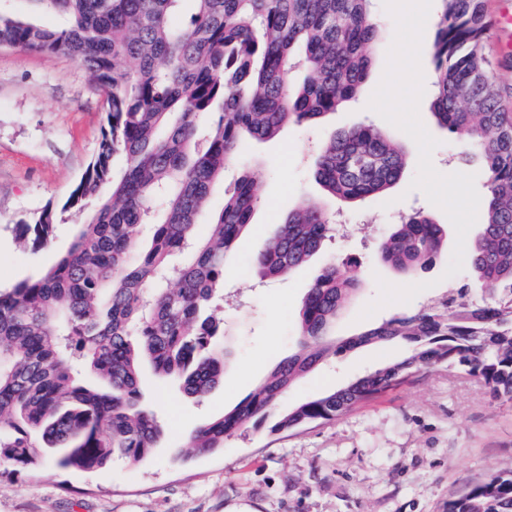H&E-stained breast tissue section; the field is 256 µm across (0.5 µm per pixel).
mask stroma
Here are the masks:
<instances>
[{
  "label": "stroma",
  "mask_w": 512,
  "mask_h": 512,
  "mask_svg": "<svg viewBox=\"0 0 512 512\" xmlns=\"http://www.w3.org/2000/svg\"><path fill=\"white\" fill-rule=\"evenodd\" d=\"M490 22L487 46L499 61L498 84L512 113V0H484ZM379 37L368 48L372 64L364 91L319 125L288 126L275 139L247 142L235 167L262 174L261 202L233 250L224 286V342L230 356L223 381L204 398L144 371L143 404L163 426L156 448L139 464L114 458L94 471L43 466L13 472L0 465V512H446L450 497L512 471V402L491 401L475 381L438 366L365 407L291 433L241 427L213 454L185 456L184 440L255 391L299 341V313L307 288L328 261L357 259L363 283L332 335L353 336L396 314L436 304L448 289L442 258L416 277L383 264L377 243L399 216L421 209L438 223L446 214L411 189L419 151L415 142L367 107L379 84L395 23L374 0ZM419 105L422 122L439 141L432 153L444 174L485 177L477 158L458 161L460 146ZM105 123L104 94L89 73L61 53L0 47V288L37 277L65 251L76 232L74 216L58 224L46 244L25 235L24 224L50 200L65 201L94 159ZM371 125L389 132L408 154V166L386 199L341 205L314 178L316 149L331 132ZM304 199L340 214L342 228L311 263L279 280H260L253 256L272 238L288 210ZM416 281L427 290L407 303L359 313L378 296V279ZM404 343L361 347L330 357L303 377L283 406L340 387L399 359Z\"/></svg>",
  "instance_id": "1"
}]
</instances>
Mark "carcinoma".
<instances>
[{
  "label": "carcinoma",
  "instance_id": "1",
  "mask_svg": "<svg viewBox=\"0 0 512 512\" xmlns=\"http://www.w3.org/2000/svg\"><path fill=\"white\" fill-rule=\"evenodd\" d=\"M69 16L43 28L0 10V46L62 52L105 95L94 161L67 200L33 218L45 243L62 215L88 217L69 249L35 279L0 290V464L92 470L120 453L138 464L163 429L140 402V364L202 398L224 377L214 301L225 262L260 203L249 170L224 186V206L197 230L216 183L247 141L315 124L360 95L378 37L370 0H32ZM430 48L437 125L478 153L486 176L471 277L442 300L340 343L328 330L360 286L353 258L327 263L301 308L299 347L252 395L199 427L188 453H209L244 425L269 433L342 416L411 377L445 365L512 400V115L487 50L483 0H442ZM404 150L363 126L321 145L314 176L348 204L398 183ZM154 225L141 250L137 230ZM337 228L313 200L288 211L256 253L262 278L300 269ZM448 229L418 210L381 240L382 263L413 276L445 256ZM394 340L401 360L300 402L270 421L288 390L329 355ZM448 512H512V472L465 489Z\"/></svg>",
  "mask_w": 512,
  "mask_h": 512
}]
</instances>
